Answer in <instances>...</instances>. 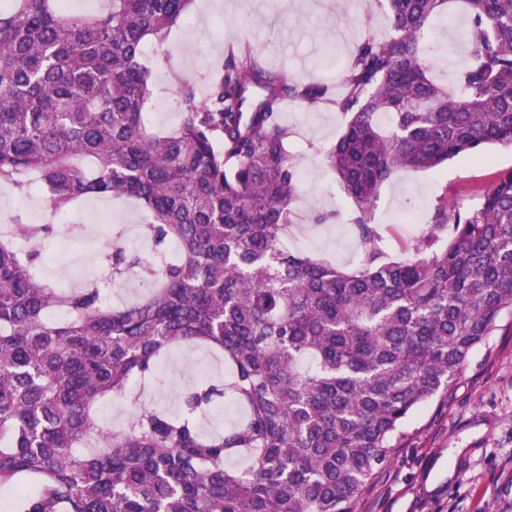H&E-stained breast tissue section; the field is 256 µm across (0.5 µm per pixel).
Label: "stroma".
<instances>
[{"mask_svg": "<svg viewBox=\"0 0 512 512\" xmlns=\"http://www.w3.org/2000/svg\"><path fill=\"white\" fill-rule=\"evenodd\" d=\"M388 11L387 0H195L189 18L173 28L163 47L146 46L155 95L170 103L169 111L150 118L158 129L175 128L181 117L180 83L195 85L199 97H206L203 75L223 65L227 44L238 38L247 39L270 66L304 81L337 83L356 44L386 31ZM467 21L454 0L448 15L438 17L424 36L432 47L431 76L442 85L454 81L469 56V45L456 33ZM284 117L291 130L288 152L305 185L293 205L288 236L298 241L299 251L352 267L361 249L350 223L355 205L326 158L346 119L328 105L308 110L296 103L286 105ZM509 169L512 147L492 144L434 171H399L382 185L372 221L382 226L391 255L405 258L439 198L475 205L485 187ZM318 212L331 214V221L315 223ZM145 221L132 199L81 202L63 228L78 230L84 249L65 254L58 241L46 243L41 249L50 266L46 279L63 282L69 264L97 262L99 244L119 228L127 248L155 252V245L138 235ZM229 375L222 354L176 347L146 385L144 401L176 411L189 386ZM406 430L403 447L359 495L355 512H512V316L503 315L470 354L453 396L420 408Z\"/></svg>", "mask_w": 512, "mask_h": 512, "instance_id": "35a3bbf8", "label": "stroma"}]
</instances>
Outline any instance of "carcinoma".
Instances as JSON below:
<instances>
[{
	"label": "carcinoma",
	"mask_w": 512,
	"mask_h": 512,
	"mask_svg": "<svg viewBox=\"0 0 512 512\" xmlns=\"http://www.w3.org/2000/svg\"><path fill=\"white\" fill-rule=\"evenodd\" d=\"M459 2L470 53L450 91L429 75L422 39ZM64 0L0 5V184L44 194L45 218L0 235V487L3 512H354L407 438L409 418L454 393L470 353L512 314V169L478 205L440 198L412 253L390 259L369 212L403 169L434 170L488 144L512 145V0H389V32L356 46L342 95L228 46L182 117L151 125L148 41H166L192 0H107L87 15ZM349 117L328 152L357 207L355 267L280 248L302 176L282 104ZM89 197L131 198L149 259L115 242L110 280L140 270L137 300L105 283L71 288L40 273L57 219ZM181 344L224 355L231 378L199 382L169 413L142 407L105 427L104 399L139 401ZM226 401L243 419L211 433ZM241 453L244 468L230 466Z\"/></svg>",
	"instance_id": "carcinoma-1"
}]
</instances>
